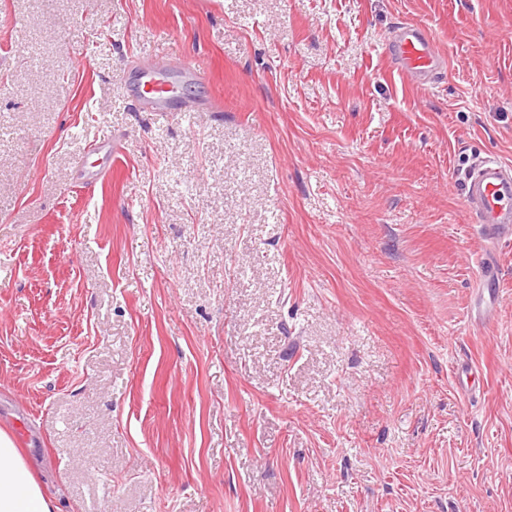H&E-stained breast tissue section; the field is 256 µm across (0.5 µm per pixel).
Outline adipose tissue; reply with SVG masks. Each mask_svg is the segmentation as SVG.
Listing matches in <instances>:
<instances>
[{"instance_id":"adipose-tissue-1","label":"adipose tissue","mask_w":512,"mask_h":512,"mask_svg":"<svg viewBox=\"0 0 512 512\" xmlns=\"http://www.w3.org/2000/svg\"><path fill=\"white\" fill-rule=\"evenodd\" d=\"M56 506L19 452L13 438L0 431V512H55Z\"/></svg>"}]
</instances>
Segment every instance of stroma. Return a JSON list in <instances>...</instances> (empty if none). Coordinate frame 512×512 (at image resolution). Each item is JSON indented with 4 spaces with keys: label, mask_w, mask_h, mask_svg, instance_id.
<instances>
[{
    "label": "stroma",
    "mask_w": 512,
    "mask_h": 512,
    "mask_svg": "<svg viewBox=\"0 0 512 512\" xmlns=\"http://www.w3.org/2000/svg\"><path fill=\"white\" fill-rule=\"evenodd\" d=\"M405 21L445 57L424 84ZM178 56L193 113L141 111L128 63ZM487 154L512 0H0V430L57 512H512ZM389 50L397 74L404 81H429L445 64L434 38L417 24H399L389 36ZM98 151H104L107 161L102 165L86 167L84 164L78 169V176L86 181H97L106 174L112 173V159H116L121 153L120 139L116 136L103 139Z\"/></svg>",
    "instance_id": "35a3bbf8"
}]
</instances>
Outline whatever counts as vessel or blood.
<instances>
[{
    "label": "vessel or blood",
    "mask_w": 512,
    "mask_h": 512,
    "mask_svg": "<svg viewBox=\"0 0 512 512\" xmlns=\"http://www.w3.org/2000/svg\"><path fill=\"white\" fill-rule=\"evenodd\" d=\"M389 50L398 75L405 80L429 81L443 68L445 59L434 38L421 26L401 23L389 37ZM206 70L193 57H182L172 74L164 76L150 67L140 68L137 94L142 107L150 112H172L180 108L176 89L185 79L198 80ZM107 161L93 167H80L78 175L96 181L111 173L112 159L119 156V138L103 140L101 145ZM465 199L477 223L493 234L512 228V165L489 155L477 160L467 173Z\"/></svg>",
    "instance_id": "obj_1"
}]
</instances>
